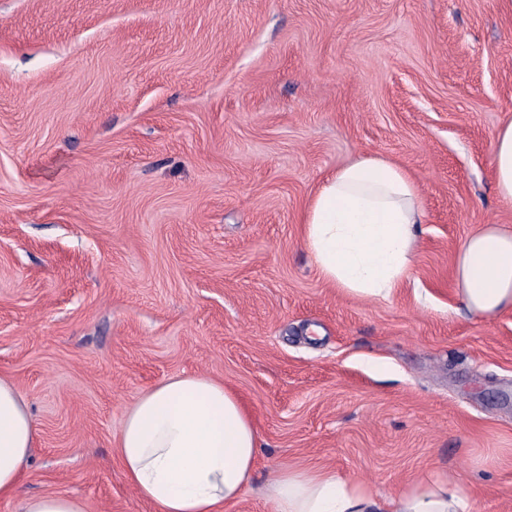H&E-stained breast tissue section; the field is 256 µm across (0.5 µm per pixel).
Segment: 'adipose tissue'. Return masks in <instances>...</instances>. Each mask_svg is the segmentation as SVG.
<instances>
[{"instance_id": "1", "label": "adipose tissue", "mask_w": 512, "mask_h": 512, "mask_svg": "<svg viewBox=\"0 0 512 512\" xmlns=\"http://www.w3.org/2000/svg\"><path fill=\"white\" fill-rule=\"evenodd\" d=\"M493 161L496 192L512 204V119L494 134ZM424 218L410 173L383 155H364L322 181L303 217L305 241L325 282L386 300L409 272ZM454 277L470 312L512 309V232L490 224L472 235ZM34 439L25 394L0 377V498L17 492ZM116 446L129 482L157 512H221L251 483L259 435L231 389L196 375L143 392L120 420ZM266 496L273 512H474L466 489L439 475L381 501L336 469L285 468Z\"/></svg>"}]
</instances>
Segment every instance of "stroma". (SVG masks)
<instances>
[{
  "label": "stroma",
  "instance_id": "stroma-1",
  "mask_svg": "<svg viewBox=\"0 0 512 512\" xmlns=\"http://www.w3.org/2000/svg\"><path fill=\"white\" fill-rule=\"evenodd\" d=\"M512 0H0V376L36 440L18 496L155 512L113 436L204 374L260 436L250 491L325 465L383 496L439 472L512 512V310L468 314L453 261L512 232ZM379 153L426 220L390 300L330 287L320 183ZM495 188L502 201L512 204V119L504 121L493 137Z\"/></svg>",
  "mask_w": 512,
  "mask_h": 512
}]
</instances>
